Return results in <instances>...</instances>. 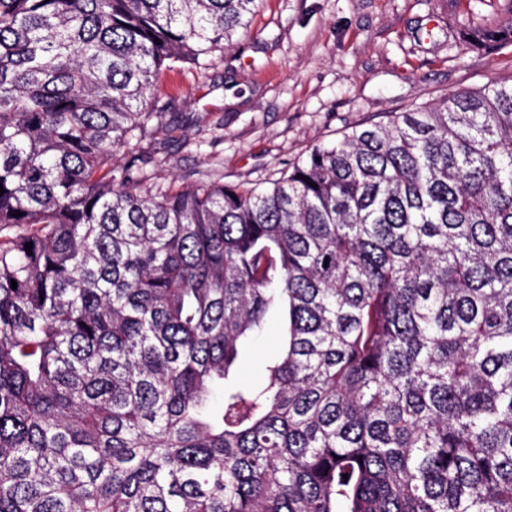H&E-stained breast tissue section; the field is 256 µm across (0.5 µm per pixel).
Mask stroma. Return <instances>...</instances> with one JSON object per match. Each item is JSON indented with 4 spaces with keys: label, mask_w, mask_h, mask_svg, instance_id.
I'll return each mask as SVG.
<instances>
[{
    "label": "stroma",
    "mask_w": 512,
    "mask_h": 512,
    "mask_svg": "<svg viewBox=\"0 0 512 512\" xmlns=\"http://www.w3.org/2000/svg\"><path fill=\"white\" fill-rule=\"evenodd\" d=\"M511 13L512 0H260L208 69L161 74L166 129L142 150L158 160L164 187H267L353 126L512 79V45L464 39ZM279 333L270 312L264 335L240 350V376L260 377Z\"/></svg>",
    "instance_id": "stroma-1"
}]
</instances>
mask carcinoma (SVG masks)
I'll return each mask as SVG.
<instances>
[{"mask_svg": "<svg viewBox=\"0 0 512 512\" xmlns=\"http://www.w3.org/2000/svg\"><path fill=\"white\" fill-rule=\"evenodd\" d=\"M258 2L0 0V512H512V80L159 188ZM280 328L279 314L276 311L270 312L264 335L244 344L240 349L236 363V370L240 376L251 381L260 377L264 358L275 347Z\"/></svg>", "mask_w": 512, "mask_h": 512, "instance_id": "cac0c4a2", "label": "carcinoma"}]
</instances>
